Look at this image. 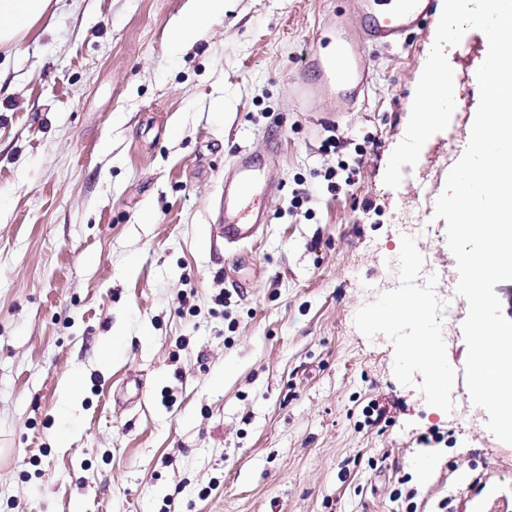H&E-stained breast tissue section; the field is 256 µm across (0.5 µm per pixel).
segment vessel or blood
Returning a JSON list of instances; mask_svg holds the SVG:
<instances>
[{"label":"vessel or blood","mask_w":512,"mask_h":512,"mask_svg":"<svg viewBox=\"0 0 512 512\" xmlns=\"http://www.w3.org/2000/svg\"><path fill=\"white\" fill-rule=\"evenodd\" d=\"M358 28L343 29L329 55L316 56L307 63L316 71L317 81H302L297 86L300 98L318 95L335 88L338 99L356 103L369 84V73L356 45L400 44L404 34L417 26L427 14L429 0H360ZM272 190L271 175L265 162L250 150L237 151L233 174L224 183V222L218 230L225 243L243 244L253 239L266 221L263 198Z\"/></svg>","instance_id":"vessel-or-blood-1"}]
</instances>
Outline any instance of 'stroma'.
<instances>
[{
    "instance_id": "1",
    "label": "stroma",
    "mask_w": 512,
    "mask_h": 512,
    "mask_svg": "<svg viewBox=\"0 0 512 512\" xmlns=\"http://www.w3.org/2000/svg\"><path fill=\"white\" fill-rule=\"evenodd\" d=\"M187 4L52 0L0 51V512H439L487 475L512 496V444L475 424L462 318L440 359L451 412L408 354L420 315L385 313L412 293V248L437 295L457 267L401 226L409 184L383 183L443 0L406 44L367 47L368 96L334 121L299 111L293 82L336 0H224L175 52ZM485 48L470 29L446 50L455 109L417 162L432 197L469 143ZM270 139L268 222L224 245V175ZM373 399L393 425H365ZM399 471L414 501L393 500Z\"/></svg>"
}]
</instances>
